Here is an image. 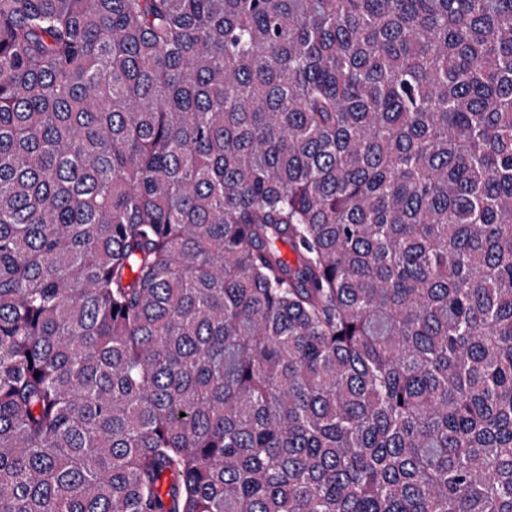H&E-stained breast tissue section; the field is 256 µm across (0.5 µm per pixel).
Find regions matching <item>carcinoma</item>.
Returning <instances> with one entry per match:
<instances>
[{"mask_svg":"<svg viewBox=\"0 0 512 512\" xmlns=\"http://www.w3.org/2000/svg\"><path fill=\"white\" fill-rule=\"evenodd\" d=\"M0 512H512V0H0Z\"/></svg>","mask_w":512,"mask_h":512,"instance_id":"carcinoma-1","label":"carcinoma"}]
</instances>
